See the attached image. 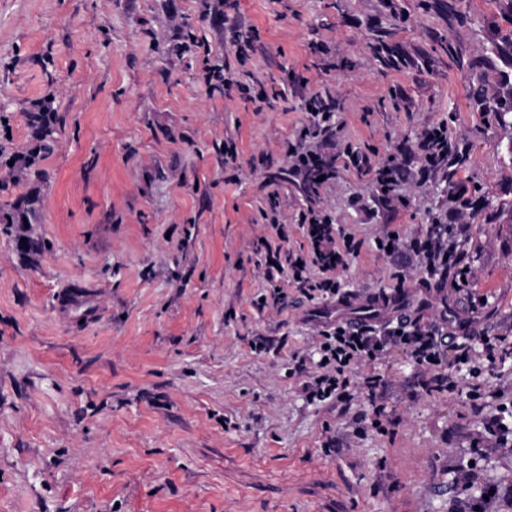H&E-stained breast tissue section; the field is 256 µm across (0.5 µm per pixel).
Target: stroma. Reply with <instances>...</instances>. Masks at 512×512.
<instances>
[{"mask_svg": "<svg viewBox=\"0 0 512 512\" xmlns=\"http://www.w3.org/2000/svg\"><path fill=\"white\" fill-rule=\"evenodd\" d=\"M507 27L501 0H0V153L30 147L49 93L57 137L34 172L0 169V512H469L458 468L512 476V455L473 451L512 406V356L433 367L459 388L429 393L396 349L353 371L385 377L381 406L352 386L313 402L331 302L260 303L262 242L308 253L314 211L351 239L348 297L512 328V125L471 84L512 94L493 53ZM223 62L240 86L205 88ZM440 123L452 148L428 170L416 143ZM295 150L332 170L315 194ZM390 158L404 177L386 196ZM459 210L465 288L452 271L427 290L421 258L377 246Z\"/></svg>", "mask_w": 512, "mask_h": 512, "instance_id": "35a3bbf8", "label": "stroma"}]
</instances>
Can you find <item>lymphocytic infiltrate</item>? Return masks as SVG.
<instances>
[{
	"label": "lymphocytic infiltrate",
	"mask_w": 512,
	"mask_h": 512,
	"mask_svg": "<svg viewBox=\"0 0 512 512\" xmlns=\"http://www.w3.org/2000/svg\"><path fill=\"white\" fill-rule=\"evenodd\" d=\"M307 229L311 245L309 264H299L297 256L281 255L280 252H267L265 276L273 282L282 272L284 265H291L292 280L296 290L308 299L340 300V288L336 280V271L344 264V255L336 243L333 226L327 220L311 216ZM452 227L436 223L430 225L426 235L405 242L400 238L380 240V249H391L399 253L409 249L421 256L431 278L445 280L449 271L458 263V255L448 237ZM318 266L322 278L314 280L308 274L309 266ZM286 294L281 287L275 286L272 293L274 303L285 300ZM322 357L319 366L321 375L305 385L310 396L318 400L338 399L349 383V376L355 365L360 362H374L389 349L402 348L410 358L422 368H429L449 361L461 363L469 356L471 346L466 336L446 339L445 329L435 323L421 322L420 319L382 318L376 322H337L322 330Z\"/></svg>",
	"instance_id": "f902f5d3"
}]
</instances>
